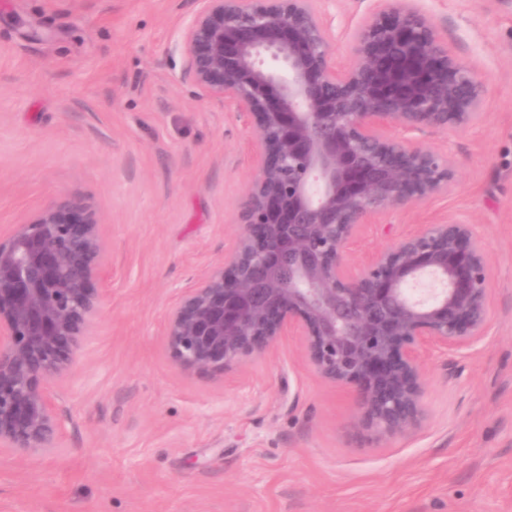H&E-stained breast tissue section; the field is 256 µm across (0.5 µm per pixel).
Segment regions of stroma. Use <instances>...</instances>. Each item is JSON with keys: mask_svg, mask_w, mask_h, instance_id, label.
Segmentation results:
<instances>
[{"mask_svg": "<svg viewBox=\"0 0 512 512\" xmlns=\"http://www.w3.org/2000/svg\"><path fill=\"white\" fill-rule=\"evenodd\" d=\"M485 86L481 119L411 138L454 165L448 193L362 225L354 262L451 219L490 260L488 324L425 353L428 418L379 445L303 340L216 376L184 371L164 324L234 246L256 175L251 123L201 98L181 51L194 0H0V233L72 199L94 212L105 294L55 387L63 446L0 450V512H512V0H415ZM381 0H323L339 63Z\"/></svg>", "mask_w": 512, "mask_h": 512, "instance_id": "obj_1", "label": "stroma"}]
</instances>
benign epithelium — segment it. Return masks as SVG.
<instances>
[{"mask_svg": "<svg viewBox=\"0 0 512 512\" xmlns=\"http://www.w3.org/2000/svg\"><path fill=\"white\" fill-rule=\"evenodd\" d=\"M319 0H195L184 78L251 120L257 176L224 265L167 317L165 345L184 370L220 374L303 338L323 378L353 389L356 424L387 443L427 413L422 357L480 339L490 262L466 222L429 224L360 268L347 249L377 213L446 193L452 162L390 129H462L484 87L434 22L390 0L336 65ZM93 211L49 205L0 238V449L49 453L62 433L51 386L82 356L105 296Z\"/></svg>", "mask_w": 512, "mask_h": 512, "instance_id": "1", "label": "benign epithelium"}]
</instances>
